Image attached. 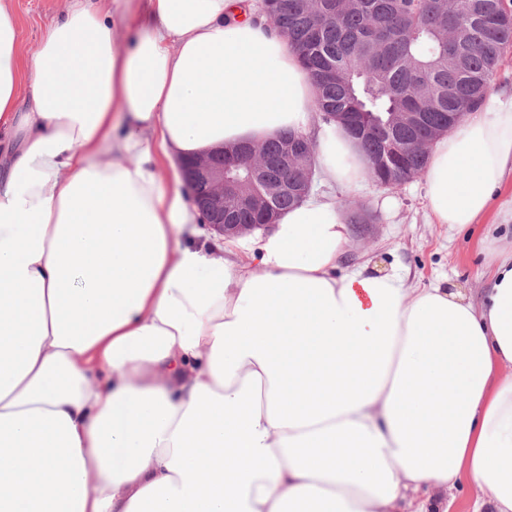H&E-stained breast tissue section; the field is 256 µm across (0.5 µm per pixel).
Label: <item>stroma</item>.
Instances as JSON below:
<instances>
[{
	"label": "stroma",
	"mask_w": 512,
	"mask_h": 512,
	"mask_svg": "<svg viewBox=\"0 0 512 512\" xmlns=\"http://www.w3.org/2000/svg\"><path fill=\"white\" fill-rule=\"evenodd\" d=\"M68 0H14L21 26L19 53L29 60L44 27L63 11ZM320 193L336 197L340 204L361 206L376 215L372 224L348 227V243L341 262L350 268L360 264L400 271L408 285L423 287L447 279L480 296L486 286L492 248L512 247V175L507 176L481 223L467 230L433 223L426 206L422 177L384 189L366 184L357 192L320 185ZM496 225L493 240H485V225Z\"/></svg>",
	"instance_id": "35a3bbf8"
}]
</instances>
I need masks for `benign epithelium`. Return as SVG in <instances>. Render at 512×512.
<instances>
[{"label":"benign epithelium","mask_w":512,"mask_h":512,"mask_svg":"<svg viewBox=\"0 0 512 512\" xmlns=\"http://www.w3.org/2000/svg\"><path fill=\"white\" fill-rule=\"evenodd\" d=\"M312 150V144L303 139L285 141L284 148L272 164L276 167V176L268 178L264 173L261 157L246 148L226 151L219 148L211 154L197 158L183 166L185 185L192 200L204 211L206 223L220 236L240 235L254 228V224L224 223V194L232 183L233 175L244 171L251 180L254 196L266 203L264 223H269L275 215L277 196L291 189L303 197L311 188L314 166L301 162V156ZM301 165L298 181L288 183V169Z\"/></svg>","instance_id":"obj_1"}]
</instances>
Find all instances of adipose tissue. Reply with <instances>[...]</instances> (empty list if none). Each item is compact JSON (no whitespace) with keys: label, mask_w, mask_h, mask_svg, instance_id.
I'll list each match as a JSON object with an SVG mask.
<instances>
[{"label":"adipose tissue","mask_w":512,"mask_h":512,"mask_svg":"<svg viewBox=\"0 0 512 512\" xmlns=\"http://www.w3.org/2000/svg\"><path fill=\"white\" fill-rule=\"evenodd\" d=\"M69 0L28 62L0 0V512H512V249L480 298L340 271L339 204L203 240L180 164L315 134L367 160L256 0ZM127 33L126 44L115 36ZM512 172V91L431 147L435 223Z\"/></svg>","instance_id":"adipose-tissue-1"}]
</instances>
